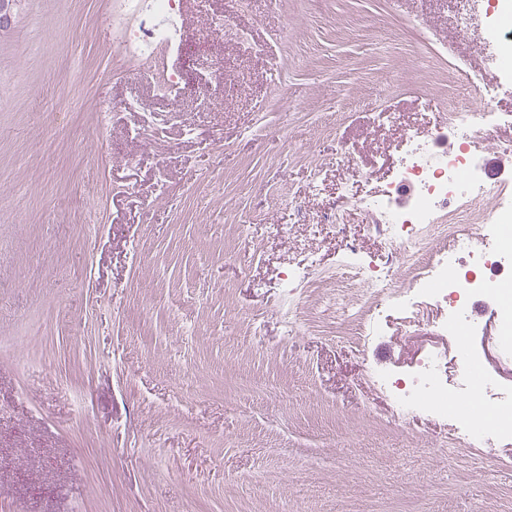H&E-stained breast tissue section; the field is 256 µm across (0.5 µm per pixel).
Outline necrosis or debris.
Wrapping results in <instances>:
<instances>
[{
	"instance_id": "4bbe7bcc",
	"label": "necrosis or debris",
	"mask_w": 512,
	"mask_h": 512,
	"mask_svg": "<svg viewBox=\"0 0 512 512\" xmlns=\"http://www.w3.org/2000/svg\"><path fill=\"white\" fill-rule=\"evenodd\" d=\"M136 22L126 29L121 52L153 59L181 44L182 0H123ZM458 30L480 31L500 84L512 85V5L507 0H470L457 14ZM474 107H449L436 131L410 133L397 160V185L414 189L401 204L395 188H385L360 201L377 221L388 243L383 263H347L358 292L339 296L330 311L358 315L365 303L382 298L385 308L372 314L366 337L383 330L388 308L408 312L439 308L434 331L453 344L459 388L448 385L442 351H425L403 376L373 370V381L386 392L397 415L426 413L451 419L455 438L466 447L512 446V387L486 370L488 353L512 362V302L504 288L512 282V192L506 182L487 180L482 141L501 124L494 93L476 90ZM453 135L458 147L436 150V136ZM455 231L452 248L437 249L433 239ZM496 318L500 334L492 348L476 345L483 332L471 320L476 304Z\"/></svg>"
}]
</instances>
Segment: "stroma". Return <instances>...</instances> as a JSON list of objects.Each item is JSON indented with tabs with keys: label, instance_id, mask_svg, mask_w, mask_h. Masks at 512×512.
Returning a JSON list of instances; mask_svg holds the SVG:
<instances>
[{
	"label": "stroma",
	"instance_id": "obj_1",
	"mask_svg": "<svg viewBox=\"0 0 512 512\" xmlns=\"http://www.w3.org/2000/svg\"><path fill=\"white\" fill-rule=\"evenodd\" d=\"M462 7L183 0L165 61L191 86L223 64L208 108L118 51V0H26L0 35V512H512V447L439 451L447 422L396 417L368 376L448 350L438 311L368 344L326 309L348 246L386 251L345 185L385 187L406 133L496 81ZM222 14L239 38L210 33ZM147 113L153 145L130 136Z\"/></svg>",
	"mask_w": 512,
	"mask_h": 512
}]
</instances>
